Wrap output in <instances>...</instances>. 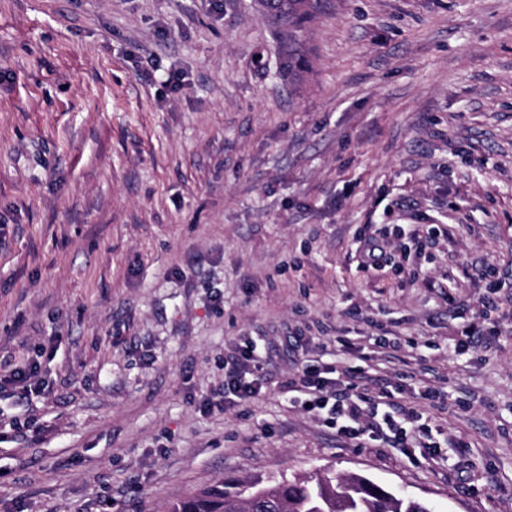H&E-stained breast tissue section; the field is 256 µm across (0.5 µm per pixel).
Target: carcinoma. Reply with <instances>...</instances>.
<instances>
[{"instance_id":"cac0c4a2","label":"carcinoma","mask_w":512,"mask_h":512,"mask_svg":"<svg viewBox=\"0 0 512 512\" xmlns=\"http://www.w3.org/2000/svg\"><path fill=\"white\" fill-rule=\"evenodd\" d=\"M259 11L280 39L288 75L308 71L301 33L318 12V0H256ZM169 512H433L432 506L362 475L291 480L270 474L244 484L227 479L223 487L204 489L174 504Z\"/></svg>"}]
</instances>
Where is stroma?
I'll return each mask as SVG.
<instances>
[{"label": "stroma", "mask_w": 512, "mask_h": 512, "mask_svg": "<svg viewBox=\"0 0 512 512\" xmlns=\"http://www.w3.org/2000/svg\"><path fill=\"white\" fill-rule=\"evenodd\" d=\"M309 37L295 86L255 0H0V372L53 381L0 391V512L320 472L512 512V287L487 307L472 278L512 280V0H323ZM368 224L443 227L427 278L359 272ZM244 336L264 393L201 412ZM305 358L364 368L437 447L339 438L281 389ZM39 366L35 362H27L5 374L0 373V391L5 386H11L21 397H27L33 393L45 391L38 378Z\"/></svg>", "instance_id": "35a3bbf8"}]
</instances>
